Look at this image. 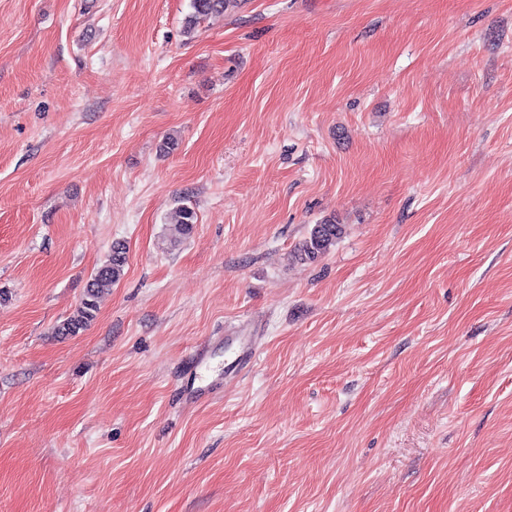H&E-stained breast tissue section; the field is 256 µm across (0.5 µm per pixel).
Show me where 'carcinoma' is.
Returning a JSON list of instances; mask_svg holds the SVG:
<instances>
[{
	"mask_svg": "<svg viewBox=\"0 0 512 512\" xmlns=\"http://www.w3.org/2000/svg\"><path fill=\"white\" fill-rule=\"evenodd\" d=\"M229 2L231 0H191V11L184 18V32L190 34L207 17L224 12ZM195 224H197V213L193 207L184 204L176 209L173 222L176 237L190 236ZM342 233L343 225L334 220L313 225L294 251L295 260L302 263L316 261L335 246ZM127 263L128 251L125 242H113L106 263L98 267L90 276L79 307L56 326L57 335L75 336L88 327L96 315L100 298L112 288V285L121 280Z\"/></svg>",
	"mask_w": 512,
	"mask_h": 512,
	"instance_id": "carcinoma-1",
	"label": "carcinoma"
}]
</instances>
